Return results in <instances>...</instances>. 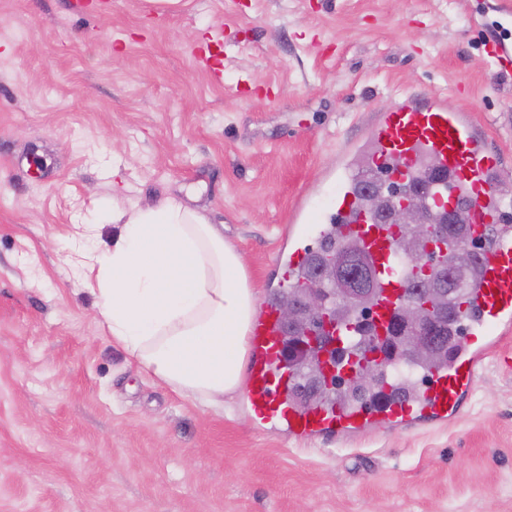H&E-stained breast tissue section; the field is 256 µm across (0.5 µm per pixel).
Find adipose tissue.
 <instances>
[{
	"label": "adipose tissue",
	"mask_w": 512,
	"mask_h": 512,
	"mask_svg": "<svg viewBox=\"0 0 512 512\" xmlns=\"http://www.w3.org/2000/svg\"><path fill=\"white\" fill-rule=\"evenodd\" d=\"M95 248L96 310L108 336L157 382L209 404L242 383L255 294L240 254L179 201L113 215Z\"/></svg>",
	"instance_id": "1"
}]
</instances>
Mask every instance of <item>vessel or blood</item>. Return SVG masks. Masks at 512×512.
Returning <instances> with one entry per match:
<instances>
[{
  "instance_id": "1",
  "label": "vessel or blood",
  "mask_w": 512,
  "mask_h": 512,
  "mask_svg": "<svg viewBox=\"0 0 512 512\" xmlns=\"http://www.w3.org/2000/svg\"><path fill=\"white\" fill-rule=\"evenodd\" d=\"M368 143L373 160L389 171L409 175L426 160L446 171L447 181L435 186V200L468 197L472 233L492 226L496 234L484 249L482 275L463 307L465 331L455 358L430 369L419 393L404 402L388 400L371 408L291 405L292 366L283 355L288 335L278 320V296H268L250 330V408L257 419L276 423L291 435L347 437L374 427L446 421L461 411L479 364L498 347L494 329L512 325V226L504 224L495 192L502 167L483 133L463 109L448 106L443 98L408 94L379 115L368 131ZM350 168L349 158H342L343 177L331 205L333 222L323 226L320 235L329 237L335 224H342L344 233L353 235L370 254L377 299L373 323L380 327L396 313L407 278L395 271L403 263L397 235L360 208Z\"/></svg>"
}]
</instances>
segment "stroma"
I'll list each match as a JSON object with an SVG mask.
<instances>
[{
    "label": "stroma",
    "mask_w": 512,
    "mask_h": 512,
    "mask_svg": "<svg viewBox=\"0 0 512 512\" xmlns=\"http://www.w3.org/2000/svg\"><path fill=\"white\" fill-rule=\"evenodd\" d=\"M0 0V512H512V367L482 362L452 421L341 441L210 405L113 343L85 256L112 209L173 197L224 231L256 297L298 203L370 157L402 94L465 104L512 209L500 0ZM219 44L217 76L190 47Z\"/></svg>",
    "instance_id": "1"
}]
</instances>
